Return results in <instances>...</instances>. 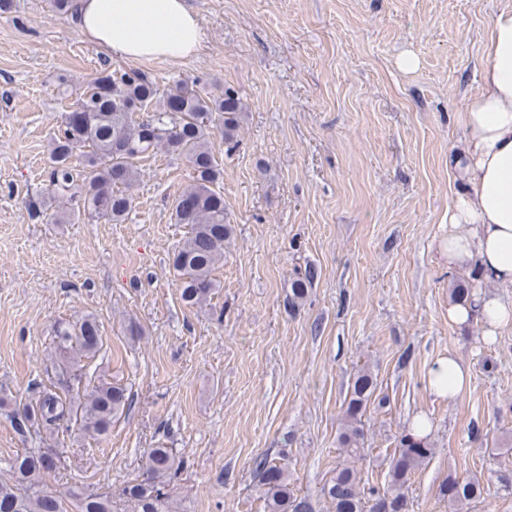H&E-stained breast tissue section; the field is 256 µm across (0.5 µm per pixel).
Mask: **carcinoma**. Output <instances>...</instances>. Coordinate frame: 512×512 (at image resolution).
Segmentation results:
<instances>
[{"label": "carcinoma", "mask_w": 512, "mask_h": 512, "mask_svg": "<svg viewBox=\"0 0 512 512\" xmlns=\"http://www.w3.org/2000/svg\"><path fill=\"white\" fill-rule=\"evenodd\" d=\"M246 105L235 88L224 86L219 96L201 93L185 80L165 88L151 75L138 70L101 73L64 114L51 150V171L45 194L56 211L55 223H65L75 212L94 220L123 223L133 204L131 189L137 183L140 160L159 152L187 160L193 170L192 183L178 195L174 205L177 224L190 226L189 235L172 255L174 269L182 275L184 302L201 304L220 287L215 272L224 261V241L231 234L226 222L224 196L213 189L221 176L211 136L215 120L224 143H237ZM82 152L83 163L73 157ZM317 278L308 266L291 282L292 299H302ZM482 276L473 270L456 281L450 293L453 303L466 304ZM99 324L87 317L55 331V348L60 360L57 373L82 383L79 362L101 350ZM376 381L366 370L358 371L349 388L340 435L343 452L355 458L364 449V416L374 396ZM131 406L127 389L120 384L99 381L84 386L83 394L67 397L49 388L34 405L17 403L9 418L13 428L26 434L37 425L50 432L68 431L79 425L88 434L103 436L112 419ZM433 454L430 441L411 434L400 440L399 457L391 467L387 486L361 492L358 471L350 466L336 473L321 488L333 512H406L402 489L411 472ZM184 461L171 448H150L142 478L126 485L122 495L133 503L134 512H175L170 484ZM12 479L0 480V512H67L68 501L76 512H112L107 492L73 486L60 494L46 483V477L63 466L54 448H27L9 462ZM256 471L264 486L266 512H312L308 498L295 496L288 482L286 466L260 460ZM481 495L475 476L450 477L443 488L448 508L470 502Z\"/></svg>", "instance_id": "carcinoma-1"}]
</instances>
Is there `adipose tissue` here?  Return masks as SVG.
I'll return each instance as SVG.
<instances>
[{
	"label": "adipose tissue",
	"instance_id": "adipose-tissue-1",
	"mask_svg": "<svg viewBox=\"0 0 512 512\" xmlns=\"http://www.w3.org/2000/svg\"><path fill=\"white\" fill-rule=\"evenodd\" d=\"M71 18L95 44L125 59L181 61L200 47V23L185 0H73ZM484 53L480 91L462 115L466 137L448 155L464 191L448 207L451 229L438 252L449 267H475L484 279L512 282V5L491 16ZM474 320L495 335L512 325V302L479 292L470 305H449L450 324ZM470 380L469 365L451 354L430 367L426 387L453 399Z\"/></svg>",
	"mask_w": 512,
	"mask_h": 512
}]
</instances>
